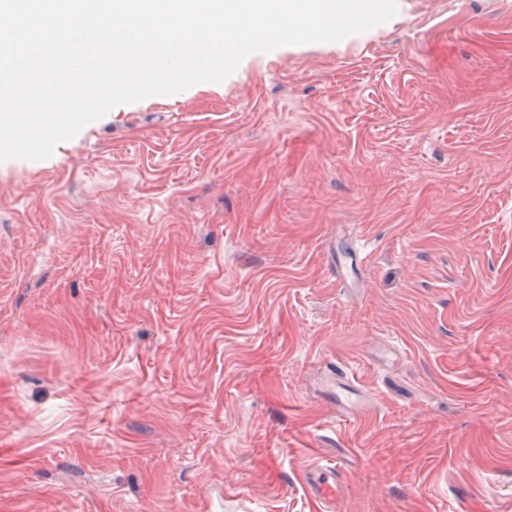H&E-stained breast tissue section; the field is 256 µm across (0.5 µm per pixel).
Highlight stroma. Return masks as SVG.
<instances>
[{
    "mask_svg": "<svg viewBox=\"0 0 512 512\" xmlns=\"http://www.w3.org/2000/svg\"><path fill=\"white\" fill-rule=\"evenodd\" d=\"M404 3L0 160V512H512V0ZM330 256L332 264L336 269V280L355 277L356 271L360 269L365 259L357 248H350L349 251L336 256V260L334 253L331 252ZM326 388L336 400V409L351 414H360L366 405V396L347 378L336 377ZM302 482L320 512H339L344 485V473L339 465L315 464L304 472Z\"/></svg>",
    "mask_w": 512,
    "mask_h": 512,
    "instance_id": "obj_1",
    "label": "stroma"
}]
</instances>
